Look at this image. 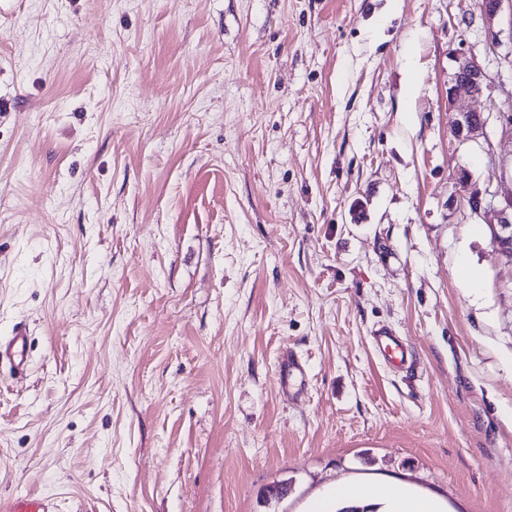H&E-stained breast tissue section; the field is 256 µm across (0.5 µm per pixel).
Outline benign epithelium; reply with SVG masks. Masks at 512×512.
<instances>
[{
    "instance_id": "7a95c632",
    "label": "benign epithelium",
    "mask_w": 512,
    "mask_h": 512,
    "mask_svg": "<svg viewBox=\"0 0 512 512\" xmlns=\"http://www.w3.org/2000/svg\"><path fill=\"white\" fill-rule=\"evenodd\" d=\"M512 13V0H481L480 10L488 23H493L504 11ZM486 90L483 65L473 56L455 57V68L448 83V104L454 107L455 134L464 141L476 142L485 137L487 119L480 112L463 108L457 102L463 98H478ZM493 239L500 255L512 262V210H499L498 227Z\"/></svg>"
}]
</instances>
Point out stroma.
<instances>
[{"label":"stroma","mask_w":512,"mask_h":512,"mask_svg":"<svg viewBox=\"0 0 512 512\" xmlns=\"http://www.w3.org/2000/svg\"><path fill=\"white\" fill-rule=\"evenodd\" d=\"M510 103L512 17L478 0H0V336L28 332L0 497L334 512L395 485L512 512ZM455 68L448 83V104L456 107L454 112L455 134L464 141L476 142L485 139L487 119L483 113L456 106L462 98H478L486 90L483 65L473 56H456ZM510 210V211H508ZM493 239L500 255L508 262H512V208L499 210L498 228L493 229ZM372 336L380 346V350L385 352V356L389 361L401 366H407V369L411 368L408 349L393 334L391 329L379 327L373 331Z\"/></svg>","instance_id":"stroma-1"}]
</instances>
